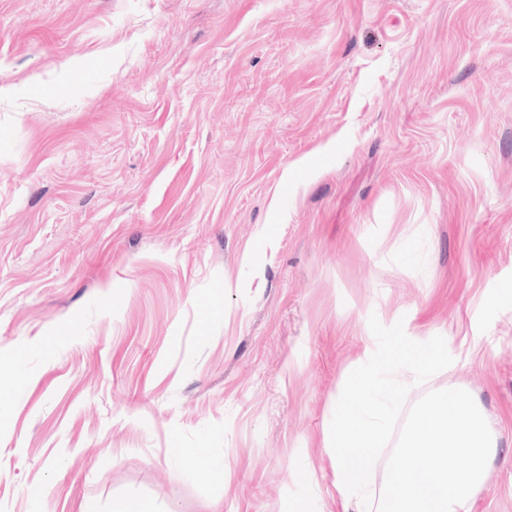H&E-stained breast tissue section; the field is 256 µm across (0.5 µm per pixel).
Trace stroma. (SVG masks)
I'll use <instances>...</instances> for the list:
<instances>
[{
	"label": "stroma",
	"mask_w": 512,
	"mask_h": 512,
	"mask_svg": "<svg viewBox=\"0 0 512 512\" xmlns=\"http://www.w3.org/2000/svg\"><path fill=\"white\" fill-rule=\"evenodd\" d=\"M373 315L512 512V0H0V512H336Z\"/></svg>",
	"instance_id": "obj_1"
}]
</instances>
